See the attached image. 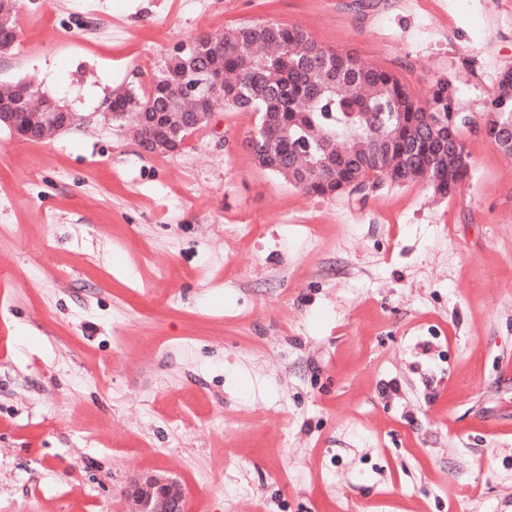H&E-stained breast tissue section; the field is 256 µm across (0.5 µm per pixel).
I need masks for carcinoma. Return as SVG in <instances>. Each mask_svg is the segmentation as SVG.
I'll return each mask as SVG.
<instances>
[{
	"label": "carcinoma",
	"mask_w": 512,
	"mask_h": 512,
	"mask_svg": "<svg viewBox=\"0 0 512 512\" xmlns=\"http://www.w3.org/2000/svg\"><path fill=\"white\" fill-rule=\"evenodd\" d=\"M222 70L224 93L210 95L236 112H255V130L270 136L258 148L244 145L257 165L289 184L321 195L322 183L336 179V194H367L353 179L373 174L371 187L386 180L384 170L401 166L423 174L433 190L451 195L466 172L454 157L433 161L443 127L440 113L461 108L452 84L439 79L427 102L417 103L391 71L368 68L351 52L323 47L301 29L274 21L243 23L211 36L187 72L162 67L154 88L166 82L169 97L157 106L156 93L129 90L122 96L123 120L138 123L144 112H167L174 125H194L193 105L181 95L211 71ZM512 84L500 83L481 119L493 128L512 116Z\"/></svg>",
	"instance_id": "1"
}]
</instances>
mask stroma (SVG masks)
I'll list each match as a JSON object with an SVG mask.
<instances>
[{"mask_svg": "<svg viewBox=\"0 0 512 512\" xmlns=\"http://www.w3.org/2000/svg\"><path fill=\"white\" fill-rule=\"evenodd\" d=\"M268 20L476 120L512 68V0H19L0 86L80 121L0 128V512H125L149 472L186 512H512V157L467 129L450 196L321 197L255 164V113L170 155L106 117Z\"/></svg>", "mask_w": 512, "mask_h": 512, "instance_id": "1", "label": "stroma"}]
</instances>
